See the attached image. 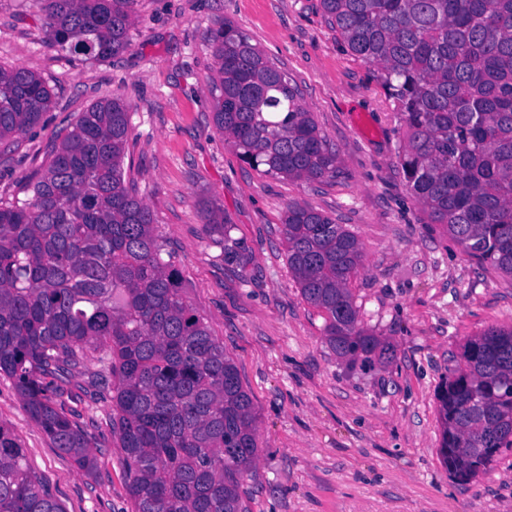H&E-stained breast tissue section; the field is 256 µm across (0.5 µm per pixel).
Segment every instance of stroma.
Here are the masks:
<instances>
[{
    "mask_svg": "<svg viewBox=\"0 0 512 512\" xmlns=\"http://www.w3.org/2000/svg\"><path fill=\"white\" fill-rule=\"evenodd\" d=\"M129 46L104 61L57 51L42 0H0V65L23 66L51 108L0 146V197L26 198L56 134L93 103L121 97L133 128L124 162L181 270L186 295L234 360L253 403L257 455L240 488L249 512H512V450L462 484L439 454L436 391L462 367V346L512 327V278L468 256L430 223L399 158L405 129L376 66L353 56L321 0H136ZM286 72L338 150L321 181L272 176L242 162L213 122L225 22ZM210 200L231 224L238 265L204 227ZM308 204L352 232L363 261L349 287L364 327L390 345L372 364L340 359L324 317L288 269L284 217ZM88 354L71 407L90 441L77 467L0 376V427L64 512H132L125 454L112 432V385L94 386Z\"/></svg>",
    "mask_w": 512,
    "mask_h": 512,
    "instance_id": "stroma-1",
    "label": "stroma"
}]
</instances>
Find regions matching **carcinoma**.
<instances>
[{
  "label": "carcinoma",
  "mask_w": 512,
  "mask_h": 512,
  "mask_svg": "<svg viewBox=\"0 0 512 512\" xmlns=\"http://www.w3.org/2000/svg\"><path fill=\"white\" fill-rule=\"evenodd\" d=\"M58 51L106 60L128 47L135 0H44ZM350 52L375 65L406 128V182L433 224L512 278V0H321ZM213 121L240 159L269 175L336 176V147L297 85L238 27L213 39ZM25 67L0 66V142L50 109ZM132 136L119 98L60 131L30 197L0 200V375L78 468L86 431L62 400L87 352L112 378V432L134 512H248L240 477L257 452L255 419L234 361L184 294L150 207L123 176ZM207 232L224 235L208 204ZM288 268L324 315L337 357L370 361L388 346L361 326L349 288L358 238L311 206L288 205ZM464 368L437 392L439 454L469 483L512 448V327L467 340ZM0 512H63L0 427Z\"/></svg>",
  "instance_id": "1"
}]
</instances>
